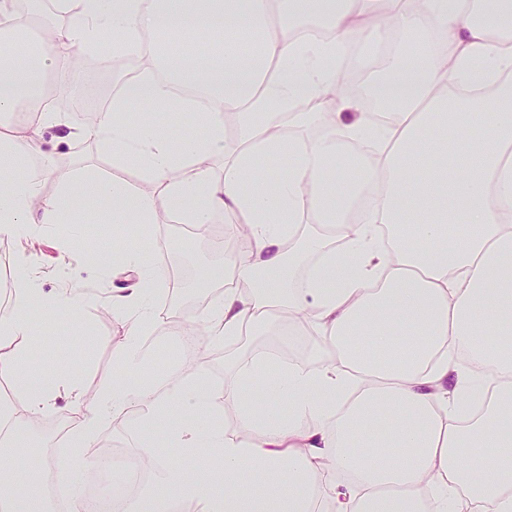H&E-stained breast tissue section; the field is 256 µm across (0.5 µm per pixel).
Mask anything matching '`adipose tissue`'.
Listing matches in <instances>:
<instances>
[{
    "label": "adipose tissue",
    "instance_id": "ef3b65f1",
    "mask_svg": "<svg viewBox=\"0 0 512 512\" xmlns=\"http://www.w3.org/2000/svg\"><path fill=\"white\" fill-rule=\"evenodd\" d=\"M65 22L41 45L37 67L18 43L0 65V235L24 237L39 224H84L77 206L108 202L104 224H227L250 228L244 254H226L209 282L232 272L239 285L207 312L213 340L279 324L281 315L335 347V359L309 370L300 361L256 355L233 361L224 386L174 375L165 389L138 386L141 338L161 322L147 296L160 280L146 251L123 262L140 285L112 291L128 336L115 350L122 377L86 396L77 371L33 369L35 319L79 306L43 296L29 273L0 310V376L26 406L0 405V512H50L43 495L18 488V464L33 421L62 396L81 415L69 474L91 461L100 429L141 411L134 446L154 462L149 489L129 512H512V0H52ZM419 32L416 44L389 46L383 16ZM308 18L321 35L299 33ZM374 29L387 49L365 85L366 98H336L337 59L357 31ZM111 47L142 66L90 126L67 125L51 104L30 105L41 73L68 85L78 58ZM195 80L212 101L198 118L200 137L176 124L131 126V112L193 115L176 88ZM494 88L463 96L464 86ZM324 99L334 115L310 147L272 127L316 120L298 101ZM237 121L238 147L224 149V116ZM96 142L115 177L77 172L44 193L54 162L40 132ZM456 139H449V129ZM367 144L372 191L360 210L348 180L344 144ZM228 152L223 176L207 166ZM279 160L274 178L257 156ZM137 163L135 188L118 172ZM311 216L319 234L292 244V227ZM320 261L308 275L307 254ZM495 392L486 413L474 399ZM234 403L233 433L208 426ZM287 415H279L281 404ZM190 457L203 448L221 461L200 477L173 463L166 448Z\"/></svg>",
    "mask_w": 512,
    "mask_h": 512
}]
</instances>
